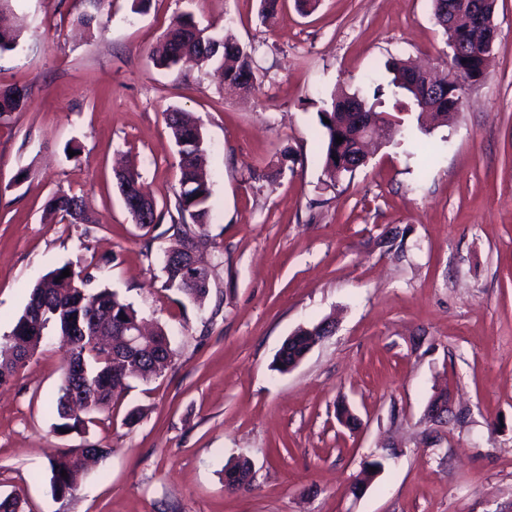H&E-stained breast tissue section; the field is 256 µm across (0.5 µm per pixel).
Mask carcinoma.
Instances as JSON below:
<instances>
[{"instance_id": "1", "label": "carcinoma", "mask_w": 512, "mask_h": 512, "mask_svg": "<svg viewBox=\"0 0 512 512\" xmlns=\"http://www.w3.org/2000/svg\"><path fill=\"white\" fill-rule=\"evenodd\" d=\"M441 2L433 0V18L446 38L451 39L461 32L475 33V29L471 28L472 17L466 12L458 16L455 29L448 31L440 21ZM190 20V15H178L171 20L164 35L163 53L157 60L158 66L172 67L181 62L177 52L183 47V28ZM22 35L21 27L0 29V54L15 50ZM185 58L216 65V70L229 83L243 81L248 84L253 79L252 50L228 33L223 36L202 35L199 42L187 48ZM481 64V58L473 52L452 58L450 66L455 70L456 79L436 102L433 119L442 123L448 121L450 101L457 104L459 109L463 107L464 85L482 75ZM386 69L391 79L386 83L372 81V98L361 97L375 117L381 115L376 106L383 102L385 96L399 105L412 99V92L400 83L404 73L409 70V61L393 60L386 65ZM346 100L347 94L337 95L332 98L330 107L320 112V118L328 119L322 124L326 140L325 168L333 177L352 172L347 163L356 152L350 130L344 127L343 105ZM166 122L180 157L178 189L174 194L179 222L171 225L175 245L198 251L213 249L215 243L208 233L211 190L198 172L201 152L198 127L182 112L167 113ZM338 136L343 138L340 144L336 143ZM46 210L61 215L71 224L97 223L79 198L64 192L57 198H49ZM66 269L70 276L63 278L61 274ZM163 271L166 288L175 290L186 300L201 304L209 295L210 285L190 279L178 266L169 263L163 266ZM91 280V274L77 272L68 264L45 274L30 288L25 307L10 334V350L0 354L2 384L34 356L47 333L54 332L60 336L64 348L63 369L72 373L83 372L81 379L86 398L84 405L76 411L70 404L69 386L64 383L60 385L55 401L57 423L54 424L58 431L85 432L87 425L93 422L94 415L110 412L117 391L128 380H148L162 375L173 356L169 338L160 325L154 332V346L135 354L127 350L119 337L98 333L91 322L86 323L85 331H76V319L89 314L109 326L122 323L134 327L141 322L137 311L121 300L116 292L107 288L90 290ZM316 341L317 338L313 336L296 337L290 351L277 356L276 362L280 363L277 370L287 372L288 359L303 354ZM104 453L105 450L96 445L67 448L59 452L51 463L50 483L54 494L62 499L71 496L85 470L86 462L82 458L90 455L98 457ZM63 470L66 471L64 477L61 476ZM250 474L249 460L243 458L228 463L224 466V485L231 490L242 488L248 484Z\"/></svg>"}]
</instances>
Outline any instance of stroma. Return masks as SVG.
Here are the masks:
<instances>
[{"label":"stroma","instance_id":"obj_1","mask_svg":"<svg viewBox=\"0 0 512 512\" xmlns=\"http://www.w3.org/2000/svg\"><path fill=\"white\" fill-rule=\"evenodd\" d=\"M12 7L24 33L0 56V85L27 100L0 116V346L29 288L68 263L161 324L174 355L160 377L130 381L111 416L63 435L64 352L47 335L0 386V493L23 512H512V0H496L498 37L463 108L335 180L320 110L367 91L388 60L445 67L432 0H320L308 15L284 0L271 16L260 0H151L144 13L106 0L103 31L81 25L84 0ZM185 13L253 47L252 89L208 66H156ZM172 111L196 121L211 185L200 306L164 287ZM118 166L152 194L156 225L126 210ZM57 191L95 223L47 215ZM327 317L332 335L278 372L285 339ZM86 443L104 455L57 498L50 456ZM240 457L253 477L231 492L222 469ZM373 459L382 470L354 496Z\"/></svg>","mask_w":512,"mask_h":512}]
</instances>
